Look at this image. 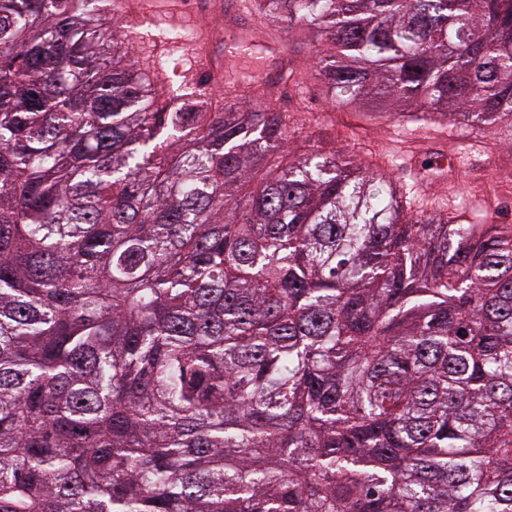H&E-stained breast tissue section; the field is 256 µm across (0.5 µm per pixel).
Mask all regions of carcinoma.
Segmentation results:
<instances>
[{"label":"carcinoma","instance_id":"carcinoma-1","mask_svg":"<svg viewBox=\"0 0 512 512\" xmlns=\"http://www.w3.org/2000/svg\"><path fill=\"white\" fill-rule=\"evenodd\" d=\"M254 3L338 109L512 125V0ZM112 22L0 0V512H512V224ZM187 38V37H186ZM186 38L179 40L176 43L171 42H163L157 37L148 38L144 36V38H140L134 43H132L131 53L139 58V60L143 63L151 62L153 59V55H159L161 51H163V55H167L172 67H176L178 63H181L184 69H188L190 67V60L187 57L190 52L196 55V61L192 66L185 72V77L189 80H197L200 79L202 74L206 73L210 77L211 82L222 81L224 79V70H215L213 69L208 60L206 62L199 55L198 46L200 44V38H192L188 39L183 43V47L186 49V57L180 58L183 56L184 52L179 51L177 53H172V49L182 43ZM155 45V46H154ZM196 48V50H193Z\"/></svg>","mask_w":512,"mask_h":512}]
</instances>
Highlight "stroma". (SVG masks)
<instances>
[{"label": "stroma", "mask_w": 512, "mask_h": 512, "mask_svg": "<svg viewBox=\"0 0 512 512\" xmlns=\"http://www.w3.org/2000/svg\"><path fill=\"white\" fill-rule=\"evenodd\" d=\"M256 21L251 12L242 18L229 11H208L195 18L203 35L223 38L225 43L231 42L233 31L252 29ZM269 31L279 38L278 53L266 61L250 54L240 57L243 85L231 93L216 85V96L227 94L237 102L252 98L251 84L261 78L275 90L274 107L287 113L296 130L292 147L310 140L327 151L346 148L358 165L387 167L418 201L475 211L490 223L512 224L511 125L472 129L454 121L417 123L405 135L389 117L391 102L366 100L335 109L316 77L315 36L303 30L288 34L275 25ZM429 161L438 167L427 173L423 165Z\"/></svg>", "instance_id": "35a3bbf8"}]
</instances>
